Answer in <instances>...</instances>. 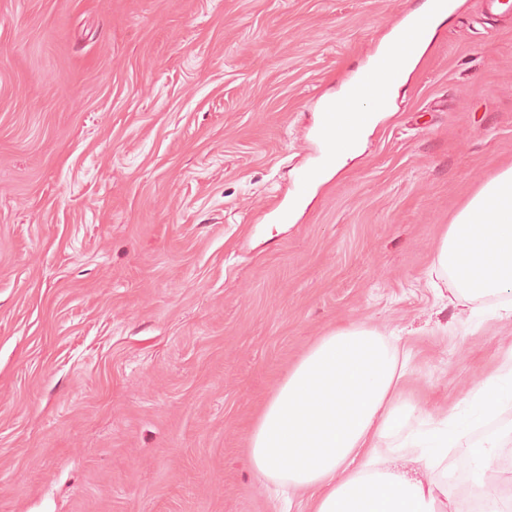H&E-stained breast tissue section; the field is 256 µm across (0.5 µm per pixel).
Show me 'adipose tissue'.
<instances>
[{"label": "adipose tissue", "mask_w": 512, "mask_h": 512, "mask_svg": "<svg viewBox=\"0 0 512 512\" xmlns=\"http://www.w3.org/2000/svg\"><path fill=\"white\" fill-rule=\"evenodd\" d=\"M437 278L459 305L496 302L512 317V162L503 164L454 213L437 239ZM394 334L339 324L294 361L256 416L248 457L263 482L287 490L296 512H469L448 504L432 473L463 451L465 479L485 512H512V494L492 460L512 446V345L476 385L465 410L449 408L408 430L416 406L404 389L411 358ZM494 422L481 438L474 429ZM410 466H403L404 449Z\"/></svg>", "instance_id": "obj_1"}]
</instances>
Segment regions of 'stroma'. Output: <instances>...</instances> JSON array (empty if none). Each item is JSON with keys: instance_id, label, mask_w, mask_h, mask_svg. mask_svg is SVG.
Masks as SVG:
<instances>
[{"instance_id": "35a3bbf8", "label": "stroma", "mask_w": 512, "mask_h": 512, "mask_svg": "<svg viewBox=\"0 0 512 512\" xmlns=\"http://www.w3.org/2000/svg\"><path fill=\"white\" fill-rule=\"evenodd\" d=\"M423 0H0V512H272L247 457L318 336L413 351L417 414L512 344L431 273L512 162V17L464 0L293 224L323 96Z\"/></svg>"}]
</instances>
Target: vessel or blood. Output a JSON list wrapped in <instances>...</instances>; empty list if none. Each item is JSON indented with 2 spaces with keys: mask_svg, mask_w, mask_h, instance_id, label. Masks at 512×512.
Here are the masks:
<instances>
[{
  "mask_svg": "<svg viewBox=\"0 0 512 512\" xmlns=\"http://www.w3.org/2000/svg\"><path fill=\"white\" fill-rule=\"evenodd\" d=\"M429 12L414 16L402 24L397 32L394 50L379 55L373 63L351 80L346 88V95L362 102L385 101L392 87L400 77L406 59L414 51L419 39L432 24L434 13L440 10L447 0H431ZM352 133L351 125L337 120L334 112L324 111L322 124L317 132L318 148L316 160L312 166L297 173L293 194L278 200L272 207V219L275 223L285 224L291 220L308 187L321 172L336 160L338 150L348 144Z\"/></svg>",
  "mask_w": 512,
  "mask_h": 512,
  "instance_id": "b4317fda",
  "label": "vessel or blood"
}]
</instances>
